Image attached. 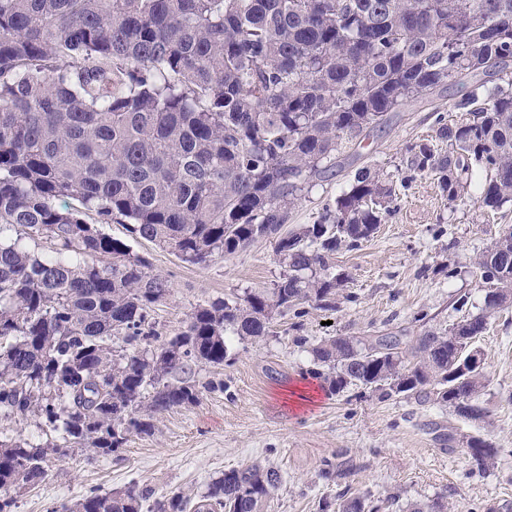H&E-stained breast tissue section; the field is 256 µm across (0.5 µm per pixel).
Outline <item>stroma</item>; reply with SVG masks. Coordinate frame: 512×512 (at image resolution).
Returning a JSON list of instances; mask_svg holds the SVG:
<instances>
[{
	"mask_svg": "<svg viewBox=\"0 0 512 512\" xmlns=\"http://www.w3.org/2000/svg\"><path fill=\"white\" fill-rule=\"evenodd\" d=\"M465 93L451 85L433 100L391 113L387 123L347 147L334 175L291 210L289 225L316 222L324 204L366 166L397 182L394 210L377 233L333 259L337 271L347 274L346 289L355 302L338 300L332 310L309 308L299 324L292 315L279 317L273 334L260 340L230 337L223 370L197 374L202 381L222 378L223 390L203 392L196 405L157 416L152 434L132 437L118 453L90 459L73 452L39 485L13 491V512H52L89 489L116 492L132 482L157 499L191 493L224 469L253 461L273 464L283 475L264 512H320L322 502L338 495L364 493L395 494L403 505L440 496L448 512L512 503V311L491 318L477 342L489 376L479 394L488 411L483 420H463L443 407L401 397L383 401L356 388L336 396L319 390L302 405L291 396L312 360L296 337L313 345L329 336L405 328L420 311L437 325L479 313L484 292L475 262L512 225V206L495 212L483 207L474 185L462 200L447 202L426 174L400 182L409 147L435 138L439 123H456L461 117L456 104ZM104 231L129 240L123 225L108 224ZM129 242L153 272L171 282L169 296L152 314L163 337L177 333L197 305L271 289L283 273L268 240L205 267L183 263L145 240ZM463 295L468 304L459 313L452 304ZM439 428L452 429L459 438L482 436L504 455L494 468L478 471L437 438Z\"/></svg>",
	"mask_w": 512,
	"mask_h": 512,
	"instance_id": "obj_1",
	"label": "stroma"
}]
</instances>
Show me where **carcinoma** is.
Returning <instances> with one entry per match:
<instances>
[{
    "mask_svg": "<svg viewBox=\"0 0 512 512\" xmlns=\"http://www.w3.org/2000/svg\"><path fill=\"white\" fill-rule=\"evenodd\" d=\"M475 72L496 84L437 128L448 151L409 148L402 181L432 173L454 203L479 170L480 203L495 211L512 202V0H0V422L31 418L54 434L0 437V495L40 484L75 450L116 453L155 416L224 388L191 369L224 368L226 337L261 339L278 316L336 307L347 275L333 256L373 237L393 184L364 167L315 223L288 229L290 211L366 130ZM112 222L201 267L272 240L283 274L198 306L163 338L151 312L170 281L103 232ZM476 273L479 316L432 327L418 312L417 336L324 339L310 374L331 396L356 386L484 419L475 340L512 307V227ZM461 452L484 469L501 450L475 435ZM282 482L256 461L196 493L152 502L137 484L90 489L62 509L261 512ZM398 502L354 496L337 512ZM445 509L439 496L406 505Z\"/></svg>",
    "mask_w": 512,
    "mask_h": 512,
    "instance_id": "obj_1",
    "label": "carcinoma"
}]
</instances>
